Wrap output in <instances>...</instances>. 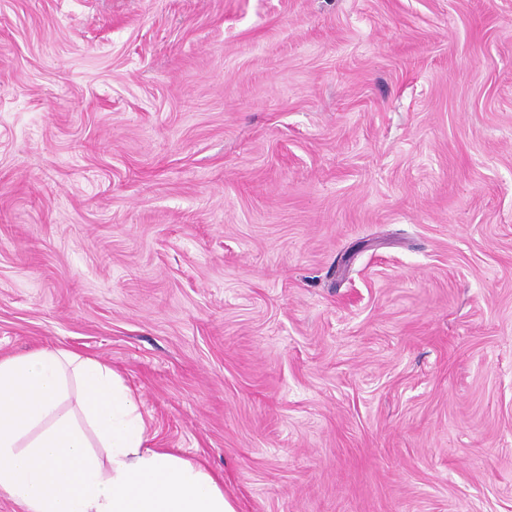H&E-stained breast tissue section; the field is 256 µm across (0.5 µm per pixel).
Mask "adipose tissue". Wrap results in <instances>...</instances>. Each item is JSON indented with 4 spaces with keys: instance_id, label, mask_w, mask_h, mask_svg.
I'll list each match as a JSON object with an SVG mask.
<instances>
[{
    "instance_id": "obj_1",
    "label": "adipose tissue",
    "mask_w": 512,
    "mask_h": 512,
    "mask_svg": "<svg viewBox=\"0 0 512 512\" xmlns=\"http://www.w3.org/2000/svg\"><path fill=\"white\" fill-rule=\"evenodd\" d=\"M74 384L77 419L60 411ZM0 494L23 512H236L202 463L149 447L118 374L60 349L0 358Z\"/></svg>"
}]
</instances>
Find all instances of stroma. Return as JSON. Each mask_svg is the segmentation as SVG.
<instances>
[{
  "label": "stroma",
  "instance_id": "35a3bbf8",
  "mask_svg": "<svg viewBox=\"0 0 512 512\" xmlns=\"http://www.w3.org/2000/svg\"><path fill=\"white\" fill-rule=\"evenodd\" d=\"M44 348L237 512H512V0H0Z\"/></svg>",
  "mask_w": 512,
  "mask_h": 512
}]
</instances>
